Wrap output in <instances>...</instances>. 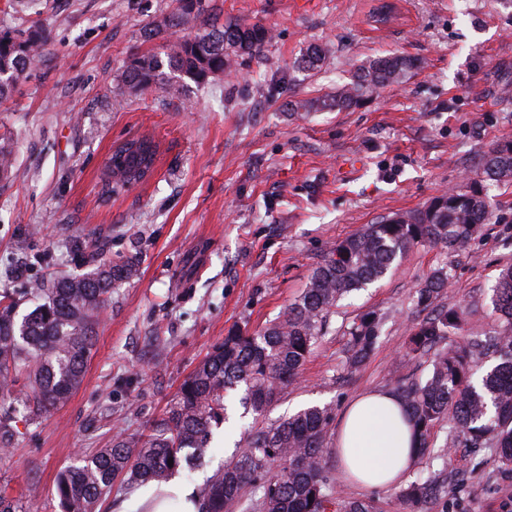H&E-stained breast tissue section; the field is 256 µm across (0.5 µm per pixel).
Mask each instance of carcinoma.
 <instances>
[{
  "label": "carcinoma",
  "instance_id": "carcinoma-1",
  "mask_svg": "<svg viewBox=\"0 0 512 512\" xmlns=\"http://www.w3.org/2000/svg\"><path fill=\"white\" fill-rule=\"evenodd\" d=\"M208 0H178L176 11L162 26L146 32L151 39L177 32L188 19L199 18ZM272 39L259 24L212 23L192 38L166 44V60L136 54L121 74L122 86L145 92L160 83L165 70L201 84L231 70L240 58L259 55ZM45 34L38 26L27 31L0 30V101L17 81L43 58ZM329 49L309 45L299 67L315 71ZM421 61L394 54L359 65L351 82L319 98L299 100L293 111L347 110L387 86L399 84ZM158 145L147 136L125 141L112 152L116 179L107 191L138 181L154 167ZM480 172L487 180L512 181V139L483 155ZM436 210L424 208L396 214L329 248L314 268L307 288L288 305L282 317L261 331L245 335L232 330L183 382L179 395L147 430L118 435L111 446L86 454L81 464L59 474L56 492L63 512H95V505L117 485L165 482L183 464L202 461L216 430L226 420L228 390L245 387L243 405L256 418L265 416L282 389L296 381L322 336L333 309L344 298L382 279L411 248L429 244L448 255V264L433 269L415 289L414 302L427 316L415 323L409 339L413 354L434 352L425 379L401 377L394 383L417 438L418 450L431 447L433 429L444 421L473 445L489 444L504 466H512V265L504 267L492 288L491 302L500 326L488 339L498 363L481 374L473 369L478 344L453 339L462 315L442 304L450 284L448 265L490 222L491 204L481 181L467 191H448L434 198ZM137 275L130 262L91 259V268L74 277H55L29 289L34 308L16 318L20 300L0 293V453L15 447L18 423L26 425L66 403L83 381L94 348L95 324L112 299L115 283ZM381 317L363 314L348 331L347 363L355 367L374 349ZM330 409L310 406L252 430L232 456L201 483V512H233L246 489L261 491L260 512H374L366 501L335 499L326 462ZM173 465H168V459ZM439 493L430 480L407 485L400 499L406 512H425Z\"/></svg>",
  "mask_w": 512,
  "mask_h": 512
}]
</instances>
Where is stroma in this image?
I'll use <instances>...</instances> for the list:
<instances>
[{"label":"stroma","mask_w":512,"mask_h":512,"mask_svg":"<svg viewBox=\"0 0 512 512\" xmlns=\"http://www.w3.org/2000/svg\"><path fill=\"white\" fill-rule=\"evenodd\" d=\"M378 2L210 0L221 18L273 30L262 58L241 59L204 84L164 81L137 93L119 76L132 54H164V40L147 42L143 33L175 0H0V29L38 22L50 36L40 65L0 102V138L13 149V174L0 179V291L21 296L34 282L86 272L90 256L72 250L75 240L139 269L114 285L69 402L23 428L0 455V489L25 512H61L59 470L160 418L229 330L259 331L302 293L331 245L467 189L481 156L512 139V8L395 0V18L376 29L368 15ZM311 43L331 50L316 72L298 66ZM390 52L422 66L355 109L291 110ZM141 133L161 147L153 176L106 193L100 176L113 148ZM485 187L494 212L482 235L452 262L444 250L415 246L388 276L343 301L267 422L312 404L337 417L398 376H426L428 357L407 349L419 319L413 295L444 263L452 265L446 302L464 309V336L482 343L493 334L492 288L512 265V183ZM369 310L382 316L379 342L351 370L346 330ZM230 411L235 427L207 451L213 468L256 426L238 399ZM434 434L447 460L418 456L405 475L431 474L452 488L427 512H512V470L447 425ZM327 462L337 497L403 512L398 491H363L345 479L335 453Z\"/></svg>","instance_id":"1"}]
</instances>
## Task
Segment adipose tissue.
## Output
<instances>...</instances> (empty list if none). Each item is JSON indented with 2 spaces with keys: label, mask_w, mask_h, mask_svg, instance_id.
<instances>
[{
  "label": "adipose tissue",
  "mask_w": 512,
  "mask_h": 512,
  "mask_svg": "<svg viewBox=\"0 0 512 512\" xmlns=\"http://www.w3.org/2000/svg\"><path fill=\"white\" fill-rule=\"evenodd\" d=\"M412 446V428L393 391L360 396L341 418L336 453L344 475L362 490L397 488L414 460ZM117 512H199V502L193 488L176 478L139 488Z\"/></svg>",
  "instance_id": "1"
}]
</instances>
